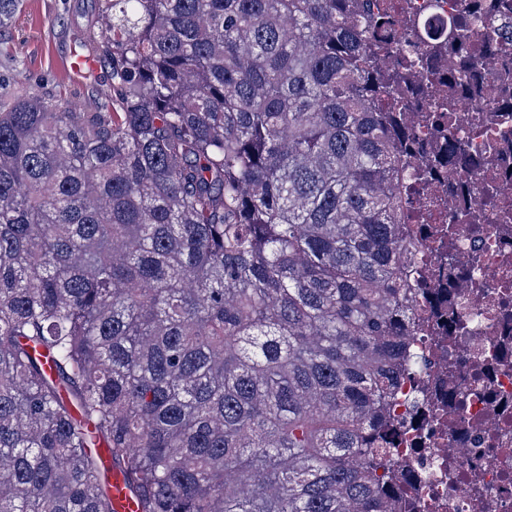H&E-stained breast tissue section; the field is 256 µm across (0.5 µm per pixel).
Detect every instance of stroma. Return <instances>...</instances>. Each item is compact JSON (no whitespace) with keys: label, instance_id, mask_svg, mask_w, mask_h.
<instances>
[{"label":"stroma","instance_id":"35a3bbf8","mask_svg":"<svg viewBox=\"0 0 512 512\" xmlns=\"http://www.w3.org/2000/svg\"><path fill=\"white\" fill-rule=\"evenodd\" d=\"M94 0H24L12 27L0 34V93L24 90L50 103L96 104L112 108L109 68L95 69L77 80L65 76L60 65L73 53L94 55L100 35L93 28Z\"/></svg>","mask_w":512,"mask_h":512}]
</instances>
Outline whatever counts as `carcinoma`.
Masks as SVG:
<instances>
[{
	"label": "carcinoma",
	"mask_w": 512,
	"mask_h": 512,
	"mask_svg": "<svg viewBox=\"0 0 512 512\" xmlns=\"http://www.w3.org/2000/svg\"><path fill=\"white\" fill-rule=\"evenodd\" d=\"M23 0H0V30ZM394 0H97L112 111L0 102V512H396L427 368ZM475 13L448 21L465 83ZM448 124L452 169L465 163ZM110 484L112 485L113 512H140L138 501L124 473L113 465Z\"/></svg>",
	"instance_id": "1"
}]
</instances>
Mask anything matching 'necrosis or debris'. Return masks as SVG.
Here are the masks:
<instances>
[{
  "label": "necrosis or debris",
  "instance_id": "4bbe7bcc",
  "mask_svg": "<svg viewBox=\"0 0 512 512\" xmlns=\"http://www.w3.org/2000/svg\"><path fill=\"white\" fill-rule=\"evenodd\" d=\"M405 11L437 28L473 10L477 0H399ZM466 118L457 134L472 167L441 175L419 201L412 262L433 296L432 324L411 343L428 367L404 381L391 416L399 423L393 450L399 480L422 512H512V223L485 204L490 176L512 185V45L467 92L453 85ZM455 219L457 260L439 259L435 233Z\"/></svg>",
  "mask_w": 512,
  "mask_h": 512
}]
</instances>
